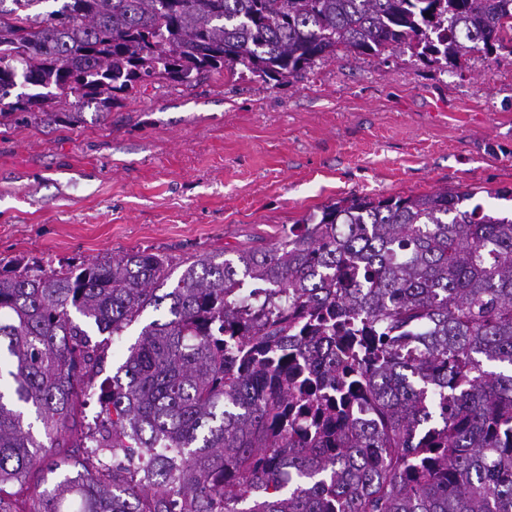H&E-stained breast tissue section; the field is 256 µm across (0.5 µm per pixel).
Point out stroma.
Here are the masks:
<instances>
[{
    "label": "stroma",
    "instance_id": "1",
    "mask_svg": "<svg viewBox=\"0 0 512 512\" xmlns=\"http://www.w3.org/2000/svg\"><path fill=\"white\" fill-rule=\"evenodd\" d=\"M470 189L512 202V51L461 68L343 55L300 83L251 73L154 84L107 120L0 125V260L54 268L132 249L173 273L357 194Z\"/></svg>",
    "mask_w": 512,
    "mask_h": 512
}]
</instances>
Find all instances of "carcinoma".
Listing matches in <instances>:
<instances>
[{"mask_svg":"<svg viewBox=\"0 0 512 512\" xmlns=\"http://www.w3.org/2000/svg\"><path fill=\"white\" fill-rule=\"evenodd\" d=\"M43 2L0 0V122L106 120L148 83L239 65L279 84L341 53L512 46V0ZM475 196L345 198L171 288L145 250L1 266L0 512L67 446L146 462L66 475L31 512H512V217ZM244 282L267 287L249 314ZM164 302L75 433L107 359L79 319L119 336Z\"/></svg>","mask_w":512,"mask_h":512,"instance_id":"1","label":"carcinoma"}]
</instances>
